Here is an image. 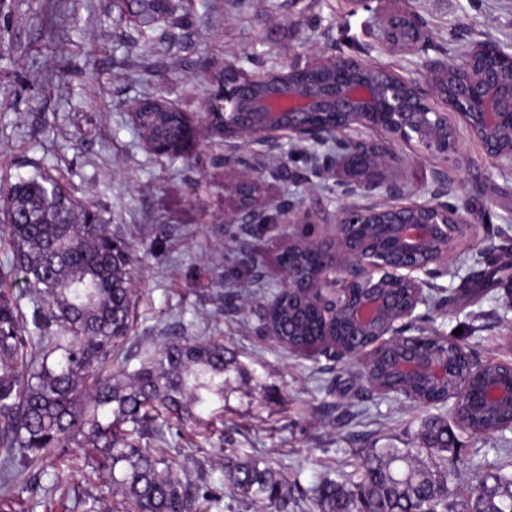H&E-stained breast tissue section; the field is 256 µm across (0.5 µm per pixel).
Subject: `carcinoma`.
I'll return each mask as SVG.
<instances>
[{"instance_id":"carcinoma-1","label":"carcinoma","mask_w":512,"mask_h":512,"mask_svg":"<svg viewBox=\"0 0 512 512\" xmlns=\"http://www.w3.org/2000/svg\"><path fill=\"white\" fill-rule=\"evenodd\" d=\"M120 11L149 29L158 0H120ZM139 134L186 143L184 117L145 106L133 118ZM0 200L20 218L8 225L13 266L43 300L31 320L0 289V482L14 481V463H36L54 448L76 444L102 456L131 512H208L211 492L187 482L142 440L161 418L178 425L197 420L194 410L224 400L230 375L240 374L233 352L215 338L173 336L146 354L126 382L103 370L130 340L134 260L99 211L86 206L57 178L20 180ZM265 323L282 340L310 344L311 316L279 290ZM49 332L30 351L24 325ZM448 421H424L415 448H371L355 461L356 480H325L316 489L320 512H454L448 471L457 458ZM224 483L257 512H290L288 482L273 464L239 456L224 468ZM466 512H512V473L490 468L466 487Z\"/></svg>"}]
</instances>
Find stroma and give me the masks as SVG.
Listing matches in <instances>:
<instances>
[{
	"instance_id": "stroma-1",
	"label": "stroma",
	"mask_w": 512,
	"mask_h": 512,
	"mask_svg": "<svg viewBox=\"0 0 512 512\" xmlns=\"http://www.w3.org/2000/svg\"><path fill=\"white\" fill-rule=\"evenodd\" d=\"M153 25V54L133 19L114 0H0V184L35 175L59 178L70 193L101 210L135 265L134 333L124 369L170 336L223 338L242 369L223 401L198 409V422L164 428L160 451L195 484L212 488L209 512H252L224 485V464L251 454L274 461L295 487L293 512H316L311 491L324 478L352 473L364 448H405L422 422L444 417L426 407L367 391L358 364L324 355L289 354L263 330L267 296L250 278L276 282L278 258L321 224L232 223L235 177L263 172L270 205L304 203L335 211L344 198L335 179L308 160L323 147L283 144L270 153L237 147L224 166V139L199 129L180 156L149 151L131 114L146 96L200 113L225 63L248 72L302 65L317 50L420 77L429 59L455 61L465 45L490 39L512 46V0H412L432 42L419 56L378 47L379 16L393 0H370L348 14L343 0H167ZM468 161L421 155L403 145L397 174L406 199L424 202L435 169L463 182L458 205L476 217L454 244L446 270L432 277L419 307L422 329L457 335L481 364L512 360V169H500L459 129ZM462 463L448 480L463 493L473 474L496 466L512 473V430L486 436L457 432ZM96 460L90 448L56 449L0 487V512H124L108 480L68 473L71 455Z\"/></svg>"
}]
</instances>
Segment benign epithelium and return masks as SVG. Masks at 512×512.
Returning <instances> with one entry per match:
<instances>
[{
	"instance_id": "7a95c632",
	"label": "benign epithelium",
	"mask_w": 512,
	"mask_h": 512,
	"mask_svg": "<svg viewBox=\"0 0 512 512\" xmlns=\"http://www.w3.org/2000/svg\"><path fill=\"white\" fill-rule=\"evenodd\" d=\"M379 45L395 56L425 51L429 32L408 7L378 21ZM224 103V141L237 146H280L281 140L330 143L325 171L346 184L354 202L335 212L301 204L268 214L257 198L260 176L234 183L237 224H327L329 234L298 239L288 251L314 257L300 274L282 269L281 287L308 292L319 311V336H363L358 357L375 389L379 358L402 386L394 394L429 405L405 386L417 377L429 387H448L449 413L462 430L480 432L476 416L508 414L512 427V361L475 362L459 343L444 339L448 352L429 354L421 341L434 336L413 328L416 310L427 303V277L448 260L454 242L471 228L470 212L448 203L463 184L445 170L433 173L430 198L401 202L405 186L389 170L400 161L397 146L448 158L458 152L463 124L497 167L512 168V47L484 40L471 43L458 63L428 60L420 78L328 48L305 67L258 72L242 81L224 66V82L206 100ZM382 134L379 139L366 136Z\"/></svg>"
}]
</instances>
